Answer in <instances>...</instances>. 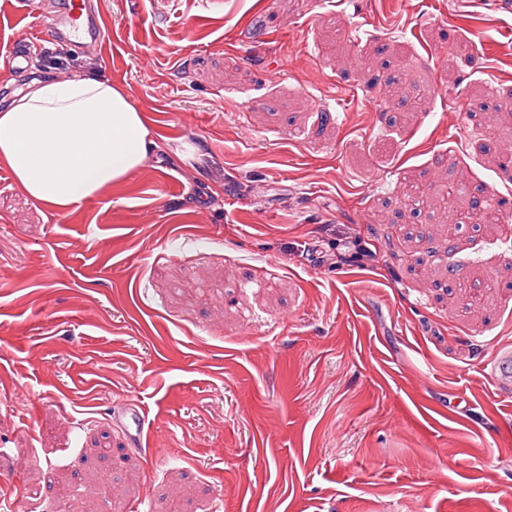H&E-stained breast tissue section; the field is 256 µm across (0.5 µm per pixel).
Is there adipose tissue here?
Returning a JSON list of instances; mask_svg holds the SVG:
<instances>
[{"mask_svg": "<svg viewBox=\"0 0 512 512\" xmlns=\"http://www.w3.org/2000/svg\"><path fill=\"white\" fill-rule=\"evenodd\" d=\"M154 147L141 111L100 77L36 79L0 105V159L32 199L57 210L122 182Z\"/></svg>", "mask_w": 512, "mask_h": 512, "instance_id": "adipose-tissue-1", "label": "adipose tissue"}]
</instances>
